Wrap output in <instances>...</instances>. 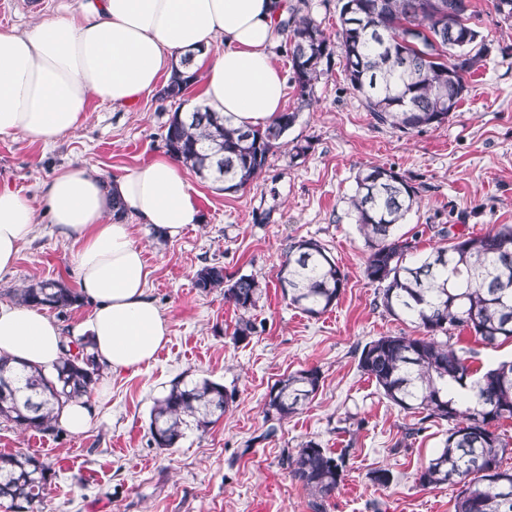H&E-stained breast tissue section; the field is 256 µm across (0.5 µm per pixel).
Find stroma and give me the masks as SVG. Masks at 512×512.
Returning <instances> with one entry per match:
<instances>
[{"label":"stroma","instance_id":"35a3bbf8","mask_svg":"<svg viewBox=\"0 0 512 512\" xmlns=\"http://www.w3.org/2000/svg\"><path fill=\"white\" fill-rule=\"evenodd\" d=\"M60 0H0V26L26 29L35 12L52 15ZM474 21L492 39L483 66L449 122L404 133L367 112L334 54L309 105L289 87L285 111L295 125L244 189L224 193L193 170L202 223L172 238L138 226L134 239L153 270L149 295L169 323V340L136 371H102L92 393L99 406L83 434L23 431L0 419V453L27 454L50 464L53 476L35 512H454L457 484L424 488L420 470L441 449L444 422L405 437L416 418L392 404L358 368L362 347L381 336L415 335L414 326L377 306V285L364 276L368 250L346 214L345 199L360 170L394 168L418 189V203L401 232L418 236V255L439 246L436 230L481 235L512 224V20L493 0H472ZM198 91L180 105L157 95L117 107L92 102L81 128L43 145L0 139V185L35 196L61 167L79 164L104 177L165 155L164 125L175 109L190 111ZM305 146L293 157L294 145ZM320 241L346 276L337 303L310 317L290 304L278 275L291 241ZM74 249L51 225H37L13 275L0 279V302H14L30 283L74 285ZM218 264L251 275L262 294L249 312L226 301L223 289L203 293L197 269ZM256 331L233 339L240 319ZM321 373L313 399L277 421L266 436L265 398L289 374ZM209 379L236 398L207 429L186 430L176 447H156L150 414L176 380ZM316 441L345 457L335 494L315 501L281 464L284 449ZM385 468V487L368 473Z\"/></svg>","mask_w":512,"mask_h":512}]
</instances>
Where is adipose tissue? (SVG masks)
Segmentation results:
<instances>
[{
  "mask_svg": "<svg viewBox=\"0 0 512 512\" xmlns=\"http://www.w3.org/2000/svg\"><path fill=\"white\" fill-rule=\"evenodd\" d=\"M285 0H71L29 29L0 26V138L51 144L78 130L90 101L124 106L153 92L192 55L209 111L243 128L282 111L287 81L273 52ZM120 199L126 219L113 216ZM46 208L56 236L72 245V275L95 307L75 335L89 333L113 372L149 365L169 325L148 295L152 270L135 224L164 236L202 221L195 190L162 156L103 178L78 164L60 168L30 197L0 186V277L11 274ZM56 320L28 305L0 303V356L53 368L62 357Z\"/></svg>",
  "mask_w": 512,
  "mask_h": 512,
  "instance_id": "adipose-tissue-1",
  "label": "adipose tissue"
}]
</instances>
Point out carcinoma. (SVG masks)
Segmentation results:
<instances>
[{"mask_svg":"<svg viewBox=\"0 0 512 512\" xmlns=\"http://www.w3.org/2000/svg\"><path fill=\"white\" fill-rule=\"evenodd\" d=\"M359 3V16H341L335 45L307 14L293 10L280 23L288 57L308 52V68L292 69L300 98L310 100L337 47L350 86L377 123L404 133L441 126L438 116H453L448 84L468 90L467 76L488 54V36L470 23V13L448 19L442 13L448 0ZM453 41L471 47L468 57L450 68L448 44ZM196 79L195 72H176L159 97L179 101ZM296 119L297 113L282 112L263 129H242L231 117L197 106L172 112L163 138L172 157L222 185V191L236 192L262 171ZM355 183L345 203L368 248L365 276L378 284L379 305L388 314L403 315L422 331L419 337L381 336L366 343L358 367L390 402L419 415L418 430L428 421L448 423L442 450L418 474L420 486L462 485L455 512H512V469L501 468L509 442L493 430L496 422L512 419V361L478 375L467 365L463 349L450 343L464 331L490 347L512 340V225L466 238L444 226L437 234L448 245L410 264L407 256L415 240L397 229L416 203L417 188L382 166L359 172ZM278 279L291 305L318 317L336 304L345 275L324 245L300 239L289 244ZM194 286L202 292L224 289V298L245 312L262 293L254 276L229 277L215 265L199 268ZM19 299L61 311L80 303L79 294L55 280L29 285ZM91 348L88 336L66 344L50 378L40 369L14 368L0 358V418L24 431L59 432L57 411L69 400L91 397L99 380L101 365ZM320 381L316 368L278 381L266 395V419L296 412L317 393ZM234 399L235 393L209 379L175 382L151 410L154 443L174 447L185 430L207 428ZM281 464L323 501L341 483L345 457L309 440L294 453L283 451ZM50 475V466L34 457L0 454V503L8 504L9 512H33Z\"/></svg>","mask_w":512,"mask_h":512,"instance_id":"obj_1","label":"carcinoma"}]
</instances>
